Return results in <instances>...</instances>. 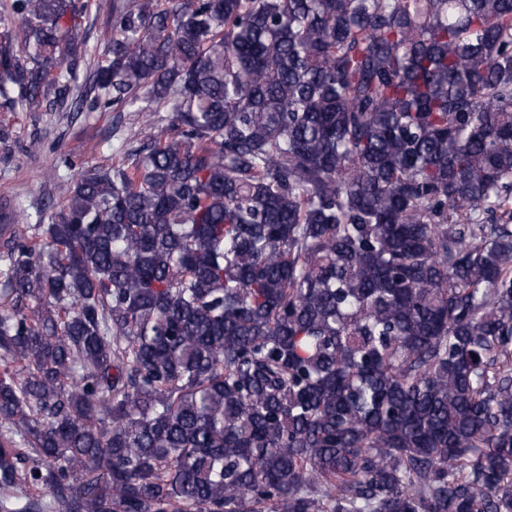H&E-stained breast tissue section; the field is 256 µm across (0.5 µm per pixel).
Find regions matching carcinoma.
Returning a JSON list of instances; mask_svg holds the SVG:
<instances>
[{
  "mask_svg": "<svg viewBox=\"0 0 512 512\" xmlns=\"http://www.w3.org/2000/svg\"><path fill=\"white\" fill-rule=\"evenodd\" d=\"M3 8L1 111L168 116L0 214V512H512V0Z\"/></svg>",
  "mask_w": 512,
  "mask_h": 512,
  "instance_id": "obj_1",
  "label": "carcinoma"
}]
</instances>
